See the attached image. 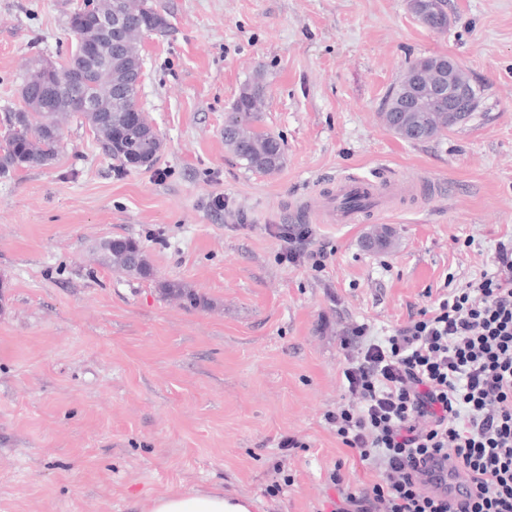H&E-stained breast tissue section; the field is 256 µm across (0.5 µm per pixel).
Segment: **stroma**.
I'll list each match as a JSON object with an SVG mask.
<instances>
[{"label":"stroma","instance_id":"obj_1","mask_svg":"<svg viewBox=\"0 0 512 512\" xmlns=\"http://www.w3.org/2000/svg\"><path fill=\"white\" fill-rule=\"evenodd\" d=\"M162 3L139 97L164 142L154 167L120 169L70 115L51 165L0 178V512H147L174 492L332 512L340 491L378 478L326 420L349 399L355 329L392 334L512 241V0H447L443 31L407 0ZM84 4L0 0V115L22 108L36 61L74 48L67 19ZM437 55L480 89V109L437 139L401 140L383 99L410 62ZM258 65L263 128L285 143L271 175L224 147ZM389 171L445 191L416 200L399 184V204L357 224L294 212L342 177ZM382 226L390 245L366 248ZM281 227L304 233L321 266L283 260ZM117 236L140 241L153 279L103 261L97 244ZM163 281L206 306L163 298Z\"/></svg>","mask_w":512,"mask_h":512}]
</instances>
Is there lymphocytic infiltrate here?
<instances>
[{
  "label": "lymphocytic infiltrate",
  "mask_w": 512,
  "mask_h": 512,
  "mask_svg": "<svg viewBox=\"0 0 512 512\" xmlns=\"http://www.w3.org/2000/svg\"><path fill=\"white\" fill-rule=\"evenodd\" d=\"M343 376L351 399L327 420L380 476L333 512H512V243ZM438 457L473 484L460 508L430 488Z\"/></svg>",
  "instance_id": "lymphocytic-infiltrate-1"
}]
</instances>
